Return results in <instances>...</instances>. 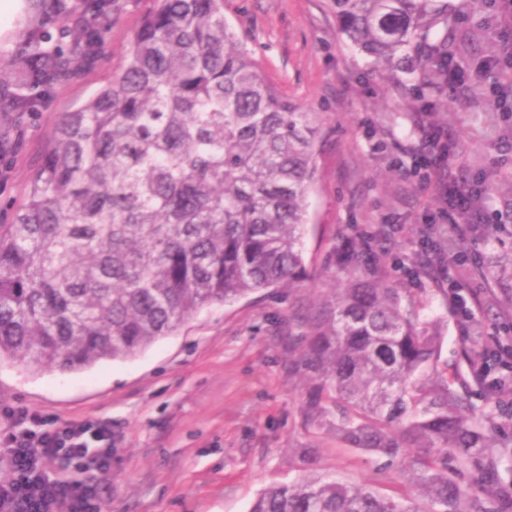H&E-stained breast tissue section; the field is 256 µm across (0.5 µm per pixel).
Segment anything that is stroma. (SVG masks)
Here are the masks:
<instances>
[{
	"instance_id": "stroma-1",
	"label": "stroma",
	"mask_w": 512,
	"mask_h": 512,
	"mask_svg": "<svg viewBox=\"0 0 512 512\" xmlns=\"http://www.w3.org/2000/svg\"><path fill=\"white\" fill-rule=\"evenodd\" d=\"M464 0H448L451 14ZM81 0H37L0 36V74L29 30L59 34ZM154 0H119L107 42L79 75L45 97L38 111L0 123V224L27 199L61 113L72 110L111 80L123 63L131 35ZM466 12V11H463ZM456 27L476 34L478 50L461 57L475 69L473 85L489 79L479 66L487 42L504 29L485 11H468ZM224 17L264 75L302 109L323 113L327 137L319 159V181L309 198L304 239L310 280L300 289L269 288L231 305L188 319L174 334L135 357L104 360L71 373H34L0 361V403L29 408L62 421L106 422L112 427V464L101 481V512H249L258 494L306 471L299 430L301 390L288 373L289 319H303L315 291L330 287L324 256L343 246L352 231L387 227L391 245L383 258L389 280L405 288L432 289L429 312L442 335L441 362L461 365L472 344L442 293L446 277L422 273L418 231L440 221L435 197L410 176L411 153L422 137H403L405 97L387 93L386 75L367 66L336 26L326 0H224ZM454 119L448 126L457 173L485 179L495 190L492 213L512 211V141L474 127L466 90L448 91ZM483 264L468 277L481 306L512 294V223L493 232L469 228L461 239ZM470 404L495 413L502 454L512 459V417L500 414L493 396L466 382ZM320 466L352 482L371 480L384 488L401 484L398 466L386 459L326 441Z\"/></svg>"
}]
</instances>
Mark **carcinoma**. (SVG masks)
<instances>
[{
	"label": "carcinoma",
	"instance_id": "cac0c4a2",
	"mask_svg": "<svg viewBox=\"0 0 512 512\" xmlns=\"http://www.w3.org/2000/svg\"><path fill=\"white\" fill-rule=\"evenodd\" d=\"M344 40L416 92L411 123L443 128L448 69L468 52L442 0H329ZM115 0H82L68 41L30 33L0 78V113L34 112L101 52ZM480 121L502 138L494 104ZM318 112L283 97L224 19V0H157L121 69L61 115L27 202L0 224V359L32 372L126 359L214 305L306 274L307 199L319 178ZM378 236L328 255L336 287L288 323L309 474L262 491L250 512H503L494 417L440 363L422 316L430 292L386 278ZM398 462L419 499L319 470L322 439Z\"/></svg>",
	"mask_w": 512,
	"mask_h": 512
}]
</instances>
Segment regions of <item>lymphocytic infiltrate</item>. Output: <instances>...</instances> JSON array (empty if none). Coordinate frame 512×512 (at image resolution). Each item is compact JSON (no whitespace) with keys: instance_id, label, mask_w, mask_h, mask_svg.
I'll use <instances>...</instances> for the list:
<instances>
[{"instance_id":"lymphocytic-infiltrate-1","label":"lymphocytic infiltrate","mask_w":512,"mask_h":512,"mask_svg":"<svg viewBox=\"0 0 512 512\" xmlns=\"http://www.w3.org/2000/svg\"><path fill=\"white\" fill-rule=\"evenodd\" d=\"M435 154L420 158L413 175L427 187L452 190L449 221L457 231L472 223L470 196L456 194L449 169L454 154L447 133L431 134ZM473 380L492 392L499 408L512 413V387L501 389L497 375L512 370V346L492 337L476 352ZM0 460L11 477L0 481V512H100L101 489L78 482L71 468L107 472L112 461V427L106 423L62 422L24 408L0 413Z\"/></svg>"}]
</instances>
